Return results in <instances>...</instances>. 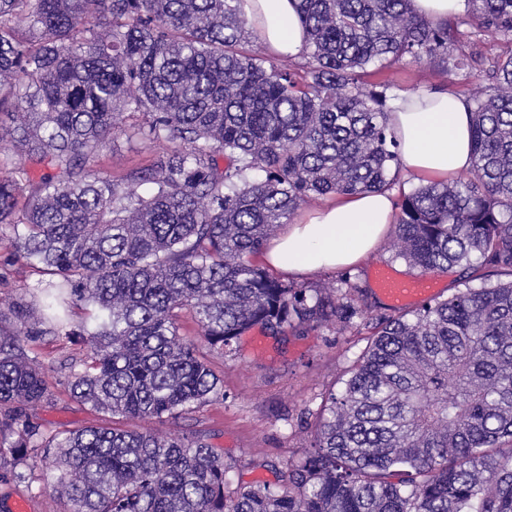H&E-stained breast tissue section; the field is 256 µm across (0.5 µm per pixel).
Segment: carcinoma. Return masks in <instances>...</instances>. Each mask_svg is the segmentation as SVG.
I'll list each match as a JSON object with an SVG mask.
<instances>
[{
    "instance_id": "cac0c4a2",
    "label": "carcinoma",
    "mask_w": 512,
    "mask_h": 512,
    "mask_svg": "<svg viewBox=\"0 0 512 512\" xmlns=\"http://www.w3.org/2000/svg\"><path fill=\"white\" fill-rule=\"evenodd\" d=\"M241 2L0 0V139L20 154L0 161V224L50 276L43 334L72 335V304L92 307L67 391L112 419L58 435L0 411L12 480L54 458L69 512H512V55L458 46L462 26L512 39V0H467L446 23L409 0H298L302 66L243 50ZM405 59L450 85L483 77L464 99L472 167L401 193L391 243L422 273L464 266L465 288L369 315L349 277L286 281L254 257L313 200L396 185L391 84L362 77ZM126 112L139 139L173 148L114 181L94 162ZM30 307L0 328V407L53 401L21 344ZM186 312L198 343L180 337ZM358 319L366 347L322 393L312 448L266 463L272 482L228 493L203 437L117 424L224 397L203 346Z\"/></svg>"
}]
</instances>
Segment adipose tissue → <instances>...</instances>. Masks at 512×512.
Here are the masks:
<instances>
[{"instance_id":"ef3b65f1","label":"adipose tissue","mask_w":512,"mask_h":512,"mask_svg":"<svg viewBox=\"0 0 512 512\" xmlns=\"http://www.w3.org/2000/svg\"><path fill=\"white\" fill-rule=\"evenodd\" d=\"M297 2H243L253 35L273 56L298 58L306 51ZM392 106L390 123L401 144L403 171L428 180L470 168V114L461 99L423 90L398 96ZM394 196L382 190L327 199L289 225L263 260L276 272L299 277L360 265L378 251L394 222Z\"/></svg>"}]
</instances>
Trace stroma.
<instances>
[{"mask_svg":"<svg viewBox=\"0 0 512 512\" xmlns=\"http://www.w3.org/2000/svg\"><path fill=\"white\" fill-rule=\"evenodd\" d=\"M381 77L391 81L400 93L446 86L438 67L429 63L402 62L383 71ZM135 121V116L125 115L122 130L116 131L111 143L99 153L97 167L112 179H124L153 164L165 152L164 145L141 142L128 132V125ZM11 238V228L0 225V314L5 316L43 279L35 265L13 251ZM40 317V309L31 310L28 325L33 335L25 348L36 357L55 400L27 407V415L50 433L100 423V415L72 401L64 387L70 362L86 354L82 337L42 334ZM366 344L364 336L340 333L331 327L290 335L281 342L261 330H251L241 336L236 354L208 355L211 367L224 380L223 398L176 419L161 422L146 418L137 426L162 434L203 436L223 450L229 487L272 481L263 461L296 459L310 446L313 437L300 419L302 411L318 409L326 386ZM51 468L48 461L35 463L34 483L29 488L1 477L0 512H12V504L19 499L27 501L30 512H67L66 499L45 482Z\"/></svg>","mask_w":512,"mask_h":512,"instance_id":"35a3bbf8","label":"stroma"}]
</instances>
